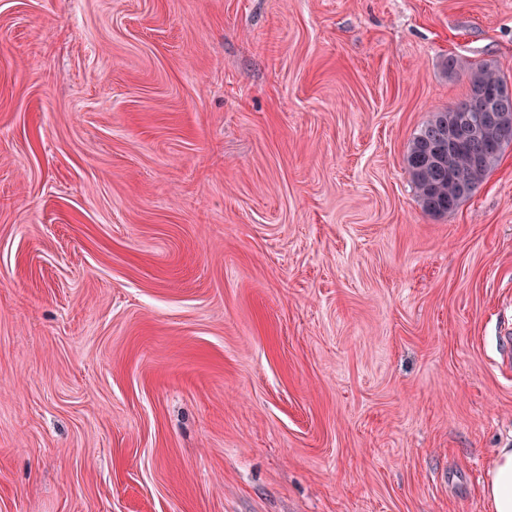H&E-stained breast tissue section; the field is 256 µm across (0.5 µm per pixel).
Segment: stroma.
I'll list each match as a JSON object with an SVG mask.
<instances>
[{
    "mask_svg": "<svg viewBox=\"0 0 512 512\" xmlns=\"http://www.w3.org/2000/svg\"><path fill=\"white\" fill-rule=\"evenodd\" d=\"M512 0H0V512H490L512 446ZM448 74L464 72L468 77L469 96L443 111L433 112L428 122L415 134L405 162L410 181L423 210L432 215H446L470 197L499 162L505 138L502 128L491 120L489 112H511L512 99L498 97L505 78L491 63H476L451 57L446 62ZM482 113L476 136L452 137L450 128L456 119L458 133L476 129L470 115ZM462 189L467 194L461 195ZM491 512H512V448H499L482 488Z\"/></svg>",
    "mask_w": 512,
    "mask_h": 512,
    "instance_id": "obj_1",
    "label": "stroma"
}]
</instances>
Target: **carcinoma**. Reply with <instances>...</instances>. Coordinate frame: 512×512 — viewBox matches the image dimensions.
<instances>
[{"instance_id":"cac0c4a2","label":"carcinoma","mask_w":512,"mask_h":512,"mask_svg":"<svg viewBox=\"0 0 512 512\" xmlns=\"http://www.w3.org/2000/svg\"><path fill=\"white\" fill-rule=\"evenodd\" d=\"M446 69L450 75L459 71L467 75L470 94L455 106L432 113L411 140L405 157L418 202L432 215H446L470 197L498 164L504 145L512 141L490 118L492 112L512 113V99L498 97L507 84L498 69L487 62L455 57L448 58ZM461 112L482 114L477 135H450Z\"/></svg>"}]
</instances>
